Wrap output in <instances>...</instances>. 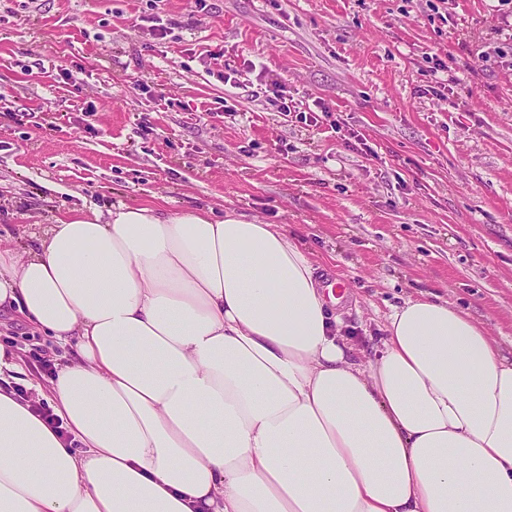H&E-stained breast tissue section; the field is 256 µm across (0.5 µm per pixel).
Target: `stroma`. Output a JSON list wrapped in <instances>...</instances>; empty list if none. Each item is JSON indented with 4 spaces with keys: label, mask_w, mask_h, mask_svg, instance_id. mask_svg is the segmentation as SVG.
I'll return each mask as SVG.
<instances>
[{
    "label": "stroma",
    "mask_w": 512,
    "mask_h": 512,
    "mask_svg": "<svg viewBox=\"0 0 512 512\" xmlns=\"http://www.w3.org/2000/svg\"><path fill=\"white\" fill-rule=\"evenodd\" d=\"M497 0H0V241L113 206L284 225L373 356L391 306L439 295L512 358V52ZM166 30L156 38V30ZM457 82L426 94L429 56ZM332 120L256 97L258 67ZM237 72L239 86L224 74ZM366 149L349 147L352 136ZM23 377L70 349L0 315Z\"/></svg>",
    "instance_id": "obj_1"
}]
</instances>
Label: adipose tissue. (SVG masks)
<instances>
[{
    "instance_id": "ef3b65f1",
    "label": "adipose tissue",
    "mask_w": 512,
    "mask_h": 512,
    "mask_svg": "<svg viewBox=\"0 0 512 512\" xmlns=\"http://www.w3.org/2000/svg\"><path fill=\"white\" fill-rule=\"evenodd\" d=\"M328 302L284 225L231 211L0 245V313L73 349L0 387V512H512V360L483 325L408 299L358 361Z\"/></svg>"
}]
</instances>
